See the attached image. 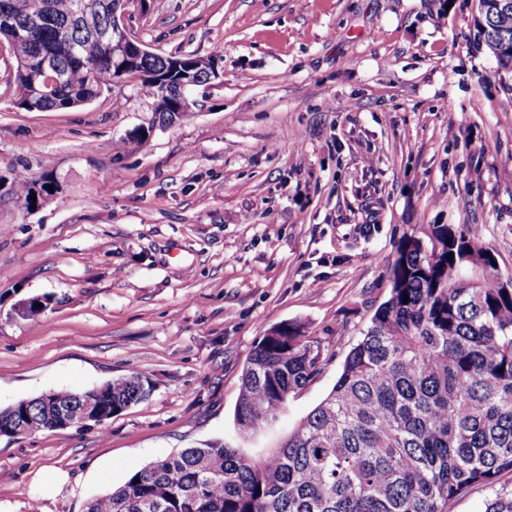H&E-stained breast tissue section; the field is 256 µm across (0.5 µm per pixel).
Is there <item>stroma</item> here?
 Here are the masks:
<instances>
[{"instance_id": "stroma-1", "label": "stroma", "mask_w": 512, "mask_h": 512, "mask_svg": "<svg viewBox=\"0 0 512 512\" xmlns=\"http://www.w3.org/2000/svg\"><path fill=\"white\" fill-rule=\"evenodd\" d=\"M476 15V0H130L122 22L149 50L221 54L191 112L135 148L154 103L140 82L22 112L0 49V182L56 184L32 212L0 196V408L133 372L153 385L103 425L1 438L0 512H84L151 461L236 443L255 346L298 321L328 358L247 448L274 446L333 388L403 235L479 227L512 274V76Z\"/></svg>"}]
</instances>
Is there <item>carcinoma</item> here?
Here are the masks:
<instances>
[{
	"label": "carcinoma",
	"instance_id": "cac0c4a2",
	"mask_svg": "<svg viewBox=\"0 0 512 512\" xmlns=\"http://www.w3.org/2000/svg\"><path fill=\"white\" fill-rule=\"evenodd\" d=\"M75 2L0 0L18 108H78L134 75L155 98L154 122L191 110L173 61L213 77L215 57L153 53L125 69L112 61V43L98 39L112 28V9L122 13L125 5L97 0L77 16ZM479 13L480 35L498 67L512 73V51L497 46L499 35L512 36V7L479 0ZM46 56L63 71L51 88L38 76ZM49 185L20 172L11 194L30 212L52 195ZM388 273L389 296L332 390L275 448L255 459L221 442L182 448L90 499L85 512H448L474 486L492 491L485 512H512V490L497 487L512 473V276H502L478 235L450 224L403 236ZM324 361V343L300 323L262 336L241 376L239 437L277 419ZM151 393L136 373L81 392L56 390L48 408L28 403V434L52 429L64 409L88 404L115 415Z\"/></svg>",
	"mask_w": 512,
	"mask_h": 512
}]
</instances>
